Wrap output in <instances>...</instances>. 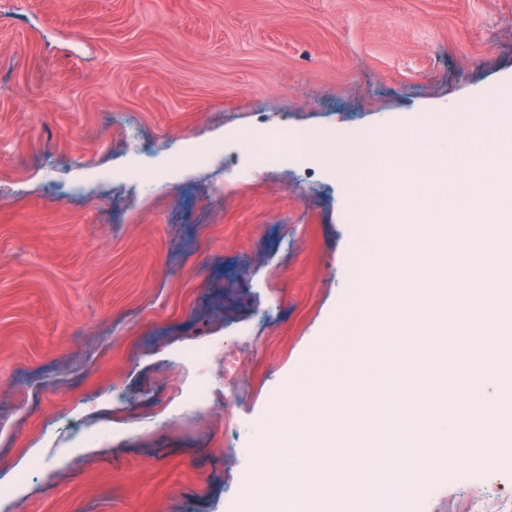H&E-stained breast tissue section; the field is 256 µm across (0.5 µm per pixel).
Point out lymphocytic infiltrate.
I'll return each mask as SVG.
<instances>
[{"instance_id": "lymphocytic-infiltrate-1", "label": "lymphocytic infiltrate", "mask_w": 512, "mask_h": 512, "mask_svg": "<svg viewBox=\"0 0 512 512\" xmlns=\"http://www.w3.org/2000/svg\"><path fill=\"white\" fill-rule=\"evenodd\" d=\"M402 289H394L387 307L388 329L375 339L374 351L380 381L371 419L361 435L363 447L371 449L382 463L401 460L403 468L395 486L399 497H406L417 478L420 452L431 451L434 442L418 419L412 400L417 374L408 357L415 342L408 327L412 316L399 303Z\"/></svg>"}]
</instances>
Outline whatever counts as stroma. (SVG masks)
<instances>
[{"mask_svg":"<svg viewBox=\"0 0 512 512\" xmlns=\"http://www.w3.org/2000/svg\"><path fill=\"white\" fill-rule=\"evenodd\" d=\"M510 83L512 0H0V512H238L273 404L351 358L361 238L332 160L238 133L393 142ZM468 463L412 501L512 512ZM289 138L293 141L295 135L288 131V127L277 131L256 128L241 134L239 144L242 152L253 160L255 166H259L274 154L284 162L299 155L296 151L290 153L283 148L285 144H288Z\"/></svg>","mask_w":512,"mask_h":512,"instance_id":"stroma-1","label":"stroma"}]
</instances>
